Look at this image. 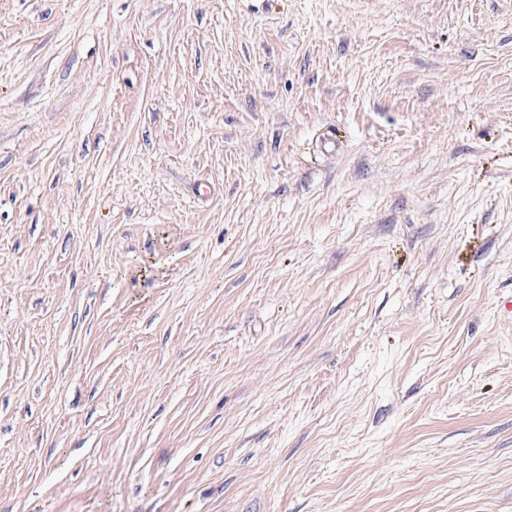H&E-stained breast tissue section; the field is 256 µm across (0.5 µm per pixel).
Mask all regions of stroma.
Wrapping results in <instances>:
<instances>
[{
	"mask_svg": "<svg viewBox=\"0 0 512 512\" xmlns=\"http://www.w3.org/2000/svg\"><path fill=\"white\" fill-rule=\"evenodd\" d=\"M512 0H0V512H512Z\"/></svg>",
	"mask_w": 512,
	"mask_h": 512,
	"instance_id": "35a3bbf8",
	"label": "stroma"
}]
</instances>
